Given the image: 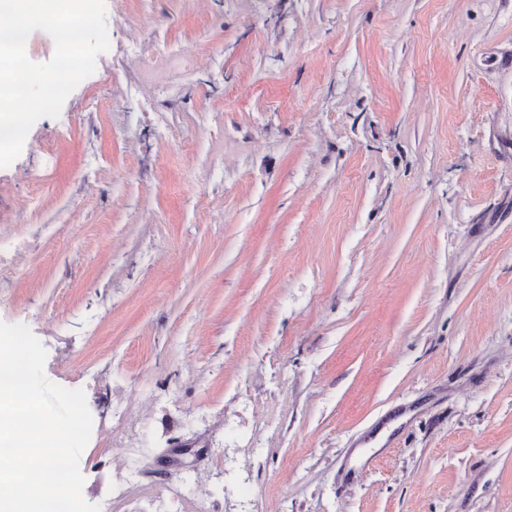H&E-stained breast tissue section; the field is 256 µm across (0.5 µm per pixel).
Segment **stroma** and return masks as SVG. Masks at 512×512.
<instances>
[{
    "mask_svg": "<svg viewBox=\"0 0 512 512\" xmlns=\"http://www.w3.org/2000/svg\"><path fill=\"white\" fill-rule=\"evenodd\" d=\"M105 8L0 168V322L85 393L84 499L512 512V0Z\"/></svg>",
    "mask_w": 512,
    "mask_h": 512,
    "instance_id": "obj_1",
    "label": "stroma"
}]
</instances>
